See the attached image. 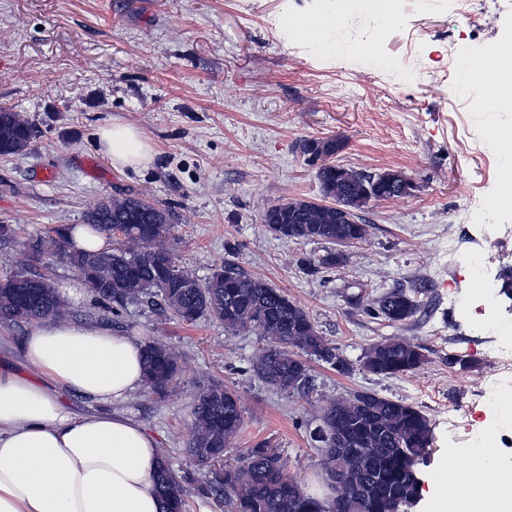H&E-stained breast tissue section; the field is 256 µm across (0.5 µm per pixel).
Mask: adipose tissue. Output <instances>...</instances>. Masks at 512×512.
Here are the masks:
<instances>
[{
	"label": "adipose tissue",
	"mask_w": 512,
	"mask_h": 512,
	"mask_svg": "<svg viewBox=\"0 0 512 512\" xmlns=\"http://www.w3.org/2000/svg\"><path fill=\"white\" fill-rule=\"evenodd\" d=\"M295 34L326 56L342 53L335 12L301 13ZM467 81L491 77L496 106L512 107V39L497 57L467 59ZM100 155L112 168L145 169L155 147L134 125L114 121L95 132ZM20 350L31 372L0 371V512H162L154 479L162 452L157 439L121 409L144 385L141 343L108 326L60 318L28 325ZM92 398L104 412L74 416L57 389ZM494 447L436 491L430 512H512V462L497 469L500 495L480 489Z\"/></svg>",
	"instance_id": "obj_1"
}]
</instances>
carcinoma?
<instances>
[{
    "label": "carcinoma",
    "mask_w": 512,
    "mask_h": 512,
    "mask_svg": "<svg viewBox=\"0 0 512 512\" xmlns=\"http://www.w3.org/2000/svg\"><path fill=\"white\" fill-rule=\"evenodd\" d=\"M36 127L11 108L0 106V155L30 149ZM343 148L336 138L304 139L299 149L323 160L315 176L324 204L287 199L268 207L262 223L280 238L290 240L365 239L368 224L348 223L343 209L365 213L370 203L393 198L386 179L333 162ZM85 223L106 236L111 225H124V237L110 249L76 250L64 230L33 233L22 241L33 261L45 269L61 258L76 271L82 285L96 301L124 307L141 299L157 300L181 321L192 324L209 316L234 335L256 328L268 345L253 361V370L266 384L281 391L306 392L310 369L305 360L314 356L341 374L349 372L339 356L317 331L306 311L286 293L229 265L213 269L205 281L174 261L167 242L173 224L171 212L144 198L114 195L101 200L85 215ZM345 261L331 249L309 262L311 270L334 268ZM104 263L105 280L89 272ZM43 274L36 268L0 275V323H29L70 314L67 301L56 288H42ZM366 312L391 324H403L419 312V304L405 289L396 287L370 300ZM425 360L420 346L407 341H383L365 351L364 367L378 375L397 376L419 369ZM144 387L166 394L181 370L180 356L159 340L143 343ZM187 452L203 463L218 462L240 433L244 415L236 390L212 382L200 389L193 409ZM315 441L322 445L321 469L330 494L303 487L285 472V463L265 443L245 450L237 464L211 469L207 490L224 494L232 512H408L420 497L418 466L433 442L430 419L419 407L374 393L357 392L331 400L323 409ZM155 491L164 512H186L182 480L167 456H162Z\"/></svg>",
    "instance_id": "cac0c4a2"
}]
</instances>
